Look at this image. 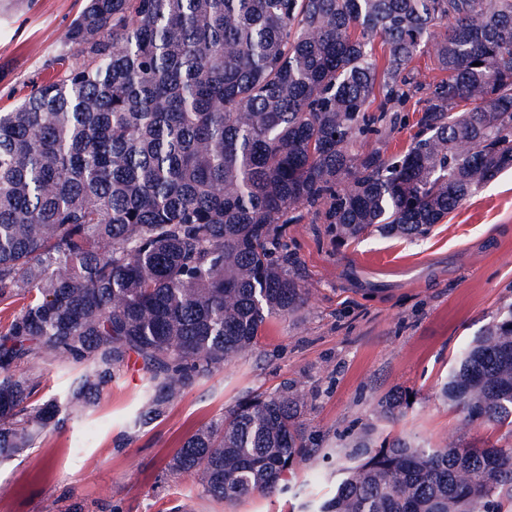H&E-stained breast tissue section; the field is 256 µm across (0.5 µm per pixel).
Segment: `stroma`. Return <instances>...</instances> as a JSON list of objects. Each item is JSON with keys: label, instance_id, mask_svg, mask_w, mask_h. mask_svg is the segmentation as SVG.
Returning a JSON list of instances; mask_svg holds the SVG:
<instances>
[{"label": "stroma", "instance_id": "35a3bbf8", "mask_svg": "<svg viewBox=\"0 0 512 512\" xmlns=\"http://www.w3.org/2000/svg\"><path fill=\"white\" fill-rule=\"evenodd\" d=\"M85 0H0V109L45 77L59 37ZM310 288L298 315L264 327L252 354L225 364L181 393L145 426L128 419L144 375L123 369L99 403L36 447L0 460V512H313L336 490L337 468L362 428L376 440L402 436L441 448L512 442L507 429L468 422L440 390L460 349L512 304V171L465 198L417 239L372 233L336 248L319 224H292ZM307 395L305 429L320 453L290 475L286 491L233 506L201 497L196 475L174 474L171 457L197 429L238 399L284 380ZM394 390L413 401L399 420L375 415Z\"/></svg>", "mask_w": 512, "mask_h": 512}]
</instances>
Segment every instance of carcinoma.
<instances>
[{
	"label": "carcinoma",
	"instance_id": "obj_1",
	"mask_svg": "<svg viewBox=\"0 0 512 512\" xmlns=\"http://www.w3.org/2000/svg\"><path fill=\"white\" fill-rule=\"evenodd\" d=\"M60 42L0 112V305L22 301L0 326V460L84 415L133 361L143 426L252 353L308 299L288 225L322 224L337 247L419 238L512 170V0H87ZM429 45L448 73L436 82L412 67ZM413 98L408 148L364 150ZM37 357L85 369L37 404ZM441 394L512 431V305ZM306 406L289 380L242 398L167 467L227 506L273 494L318 452ZM409 406L395 391L376 413ZM370 435L319 512H512V443Z\"/></svg>",
	"mask_w": 512,
	"mask_h": 512
}]
</instances>
